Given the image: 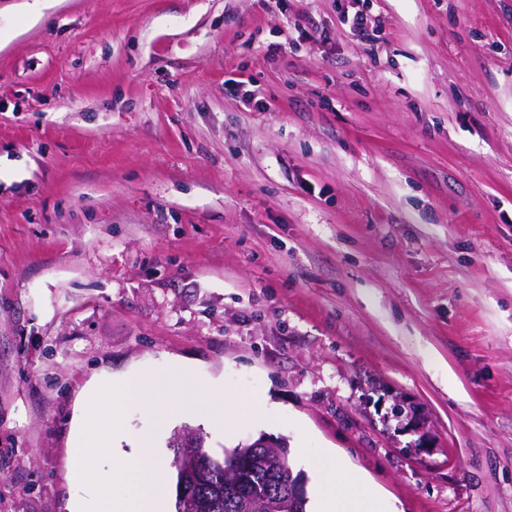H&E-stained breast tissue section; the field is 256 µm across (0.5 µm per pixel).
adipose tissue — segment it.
<instances>
[{
  "mask_svg": "<svg viewBox=\"0 0 512 512\" xmlns=\"http://www.w3.org/2000/svg\"><path fill=\"white\" fill-rule=\"evenodd\" d=\"M311 466L318 486L315 512H387L380 494L335 453L321 452Z\"/></svg>",
  "mask_w": 512,
  "mask_h": 512,
  "instance_id": "adipose-tissue-1",
  "label": "adipose tissue"
}]
</instances>
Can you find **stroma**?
Wrapping results in <instances>:
<instances>
[{
    "label": "stroma",
    "mask_w": 512,
    "mask_h": 512,
    "mask_svg": "<svg viewBox=\"0 0 512 512\" xmlns=\"http://www.w3.org/2000/svg\"><path fill=\"white\" fill-rule=\"evenodd\" d=\"M27 2L0 0V512H67L85 390L173 362L235 396L207 450L283 440L307 498L329 448L391 512H512V0H369V39L358 0ZM184 425L124 420L168 468Z\"/></svg>",
    "instance_id": "obj_1"
}]
</instances>
